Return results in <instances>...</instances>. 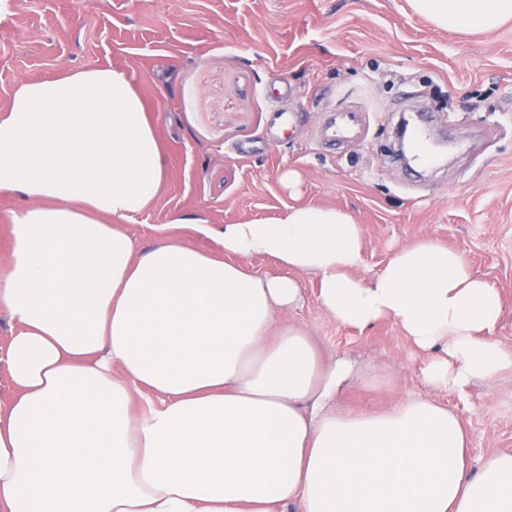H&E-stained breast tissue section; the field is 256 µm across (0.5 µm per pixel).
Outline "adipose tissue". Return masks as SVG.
Wrapping results in <instances>:
<instances>
[{
	"instance_id": "1",
	"label": "adipose tissue",
	"mask_w": 512,
	"mask_h": 512,
	"mask_svg": "<svg viewBox=\"0 0 512 512\" xmlns=\"http://www.w3.org/2000/svg\"><path fill=\"white\" fill-rule=\"evenodd\" d=\"M410 4L449 30L512 20V0ZM167 176L124 71L23 81L0 112V191L25 200L0 265L15 388L0 512H512V451L470 470L458 415L428 397L345 411L342 393L372 375L281 318L312 275L337 325L394 321L428 382L466 396L512 372V348L494 337L500 292L462 254L424 236L369 282L362 225L311 204L225 225L219 254L171 235L137 251L125 223ZM253 256L288 275L253 273Z\"/></svg>"
}]
</instances>
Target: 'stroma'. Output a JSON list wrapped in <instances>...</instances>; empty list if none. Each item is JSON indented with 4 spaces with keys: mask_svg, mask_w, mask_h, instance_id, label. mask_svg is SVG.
<instances>
[{
    "mask_svg": "<svg viewBox=\"0 0 512 512\" xmlns=\"http://www.w3.org/2000/svg\"><path fill=\"white\" fill-rule=\"evenodd\" d=\"M92 65L126 72L168 162L154 205L127 225L137 249L169 230L221 252L219 237L174 218L215 228L277 222L293 202L281 181L290 170L302 202L362 224L365 279L424 236L461 253L500 291L506 314L495 337L512 347V21L449 31L408 0H0V111L19 82ZM281 86L287 97L272 102ZM276 106L301 121L273 139ZM330 108L365 113L360 144L319 143ZM421 109L452 146L447 165L410 176L391 155L395 124ZM242 145L251 149L244 157ZM300 281L304 302L289 320L305 324L328 356L381 377L350 388L344 409L377 412L402 396L433 395L456 407L472 468L512 450V372L474 383L464 399L434 392L394 322L341 328L321 310L315 277Z\"/></svg>",
    "mask_w": 512,
    "mask_h": 512,
    "instance_id": "35a3bbf8",
    "label": "stroma"
}]
</instances>
